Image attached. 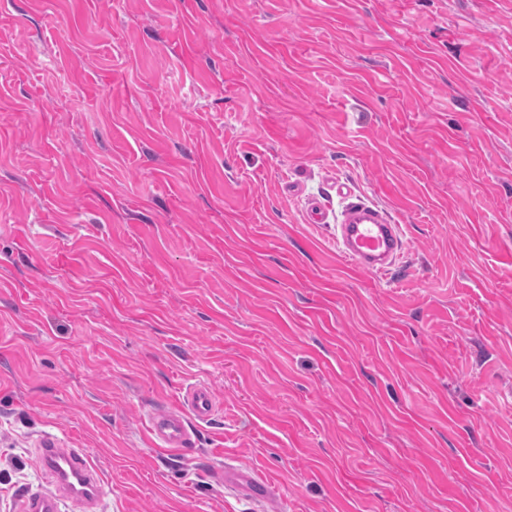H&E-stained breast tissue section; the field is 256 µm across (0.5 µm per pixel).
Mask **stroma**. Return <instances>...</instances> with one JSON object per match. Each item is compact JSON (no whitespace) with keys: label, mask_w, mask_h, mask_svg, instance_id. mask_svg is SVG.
Returning <instances> with one entry per match:
<instances>
[{"label":"stroma","mask_w":512,"mask_h":512,"mask_svg":"<svg viewBox=\"0 0 512 512\" xmlns=\"http://www.w3.org/2000/svg\"><path fill=\"white\" fill-rule=\"evenodd\" d=\"M47 436L96 512H512V0H0V512ZM337 226L336 246L358 269L381 273L402 255L398 224H390L384 211L374 205L349 204ZM216 411L217 401L212 391L205 385H194L181 395L176 408L152 414L150 432L160 447L180 453L193 444L189 419L209 422ZM224 481H231L249 489L256 497H264L269 491V486L264 479L252 472H238L230 468L224 470Z\"/></svg>","instance_id":"1"}]
</instances>
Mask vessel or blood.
Masks as SVG:
<instances>
[{
  "label": "vessel or blood",
  "instance_id": "vessel-or-blood-1",
  "mask_svg": "<svg viewBox=\"0 0 512 512\" xmlns=\"http://www.w3.org/2000/svg\"><path fill=\"white\" fill-rule=\"evenodd\" d=\"M336 245L356 268L380 273L402 255L403 243L397 225L391 224L380 208L363 202L349 204L338 226ZM217 411L212 391L204 385L186 389L176 408L153 413L150 432L160 447L182 451L193 444L190 420L208 422ZM38 460L52 479L50 491L22 494L16 499L17 512H60L62 501L91 512L103 494L102 479L81 449L58 447L52 438H44ZM225 480L242 485L255 496H266L269 486L252 472L225 469Z\"/></svg>",
  "mask_w": 512,
  "mask_h": 512
}]
</instances>
